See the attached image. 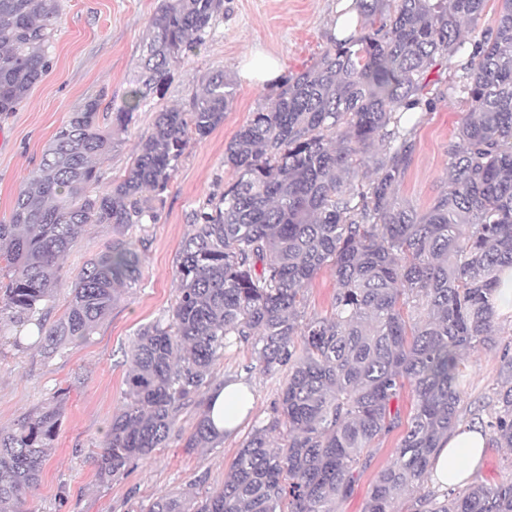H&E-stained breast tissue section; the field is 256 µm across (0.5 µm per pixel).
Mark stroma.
Returning a JSON list of instances; mask_svg holds the SVG:
<instances>
[{"label": "stroma", "mask_w": 512, "mask_h": 512, "mask_svg": "<svg viewBox=\"0 0 512 512\" xmlns=\"http://www.w3.org/2000/svg\"><path fill=\"white\" fill-rule=\"evenodd\" d=\"M340 0H224L204 40L171 69L162 94L148 97L126 128H118L116 113L125 111L129 92L148 34L157 0H56L49 69L30 90L17 111L0 115V219L8 218L20 188L38 167L57 129L85 101L100 98L97 122L114 134L111 152L98 160L102 187L129 170L141 137L151 129L158 111L187 108L192 92L216 71L224 72L236 88V98L224 122L207 138L196 141L181 157L160 200L158 221L143 225L141 280L123 292L89 339L64 345L45 358L39 345L14 347L0 337V428L7 430L52 403L66 391L62 425L54 448L44 462L41 478L25 497V512H147L161 495H178L196 505L223 486L238 449L259 427L271 424L285 371L257 369L254 349L238 344L212 368L213 385L246 376L256 398V410L215 448L186 449L205 407L206 395L185 406L169 445L138 462L124 475L100 482L94 457L103 448L112 418L124 403L126 355L138 330L166 315L177 295L176 259L190 232L191 213L231 176L224 148L252 112L271 107L278 94L259 88L240 75L246 57L261 49L276 56L286 75L310 68L333 40L331 26ZM500 4L486 0L479 20L465 26L461 50L440 67L432 79L438 92L434 109L414 127V153L397 188V198L426 211L445 187L450 149L463 112L469 105L456 84L474 42L489 37ZM117 228L86 225L74 248L60 261L61 283L43 304L47 324L65 313L72 281L85 263L112 241ZM495 347H476L464 357L460 419L469 422L485 409L501 386L500 357L512 350V312L497 321ZM400 432L376 441L372 457L361 469L353 494L338 512H362L367 492L378 472L394 458Z\"/></svg>", "instance_id": "35a3bbf8"}]
</instances>
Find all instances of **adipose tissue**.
Wrapping results in <instances>:
<instances>
[{"label":"adipose tissue","mask_w":512,"mask_h":512,"mask_svg":"<svg viewBox=\"0 0 512 512\" xmlns=\"http://www.w3.org/2000/svg\"><path fill=\"white\" fill-rule=\"evenodd\" d=\"M255 405L248 381L227 379L224 385L212 389L207 407L216 431L233 433ZM486 445V433L481 426L461 424L441 442L431 459L430 482L439 489L457 485L468 477L480 462Z\"/></svg>","instance_id":"ef3b65f1"}]
</instances>
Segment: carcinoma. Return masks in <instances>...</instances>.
<instances>
[{"label": "carcinoma", "instance_id": "cac0c4a2", "mask_svg": "<svg viewBox=\"0 0 512 512\" xmlns=\"http://www.w3.org/2000/svg\"><path fill=\"white\" fill-rule=\"evenodd\" d=\"M360 28L334 40L309 69L287 78L224 149L232 178L192 213L167 317L139 330L126 402L97 454L103 482L167 442L180 411L210 383L227 349L252 342L264 372L286 370L268 427L238 449L224 487L194 512H337L375 441L403 428L363 512H512V482L438 496L422 491L430 458L459 425L463 354L492 346L494 298L512 269V0L493 38L463 68L470 102L450 152L446 188L423 213L396 202L414 151L410 113L435 98L427 76L460 48L462 28L486 0H355ZM223 0H159L123 127L171 67L203 40ZM54 0H0V113L14 112L49 67ZM236 96L210 75L189 109L157 113L128 174L99 190L96 160L113 148L85 102L53 136L0 221V330L30 323L47 356L93 335L121 292L141 277L144 239H118L72 283L65 315L45 327L41 305L59 281V259L87 224H155L193 141L224 122ZM324 268L336 279L333 316L305 317L306 286ZM485 424L489 443L512 449V353ZM414 399L407 421L397 405ZM63 394L16 428L0 430V506L36 487L63 414ZM284 427L272 447L269 431ZM224 435L203 410L186 448ZM149 512H189L156 498Z\"/></svg>", "mask_w": 512, "mask_h": 512}]
</instances>
